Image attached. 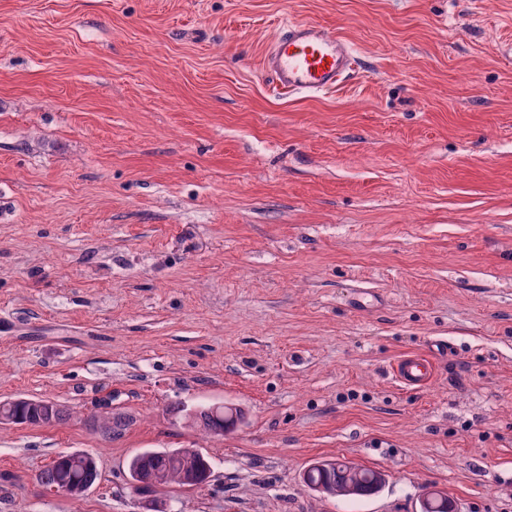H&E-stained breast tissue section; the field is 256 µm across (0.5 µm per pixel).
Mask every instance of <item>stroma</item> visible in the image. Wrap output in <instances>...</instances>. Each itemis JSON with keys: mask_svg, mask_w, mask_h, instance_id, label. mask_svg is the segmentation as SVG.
<instances>
[{"mask_svg": "<svg viewBox=\"0 0 512 512\" xmlns=\"http://www.w3.org/2000/svg\"><path fill=\"white\" fill-rule=\"evenodd\" d=\"M347 39L315 97L282 20ZM439 343L436 378L389 366ZM0 512H144L128 461L197 448L169 512H512V0H0ZM227 403L208 435L170 404ZM130 416L103 440L90 416ZM87 451L80 502L39 471ZM381 470L361 500L301 481ZM352 46L313 22L282 23L265 55L276 88L288 94L315 95L336 88L355 70ZM45 403V405H34L28 403ZM71 413L64 406L50 400L33 398H16L6 402H0V423L1 418L9 425H37V424H60L70 418ZM310 466H312V469L309 482L303 481L304 485L315 492H319L316 485L336 490V496L332 497L341 499L374 496L382 490L387 481V475L383 471L361 466V470L357 472L338 459L319 461ZM351 485L355 487L354 493L351 495L343 494L342 492ZM322 486L319 488L322 489Z\"/></svg>", "mask_w": 512, "mask_h": 512, "instance_id": "stroma-1", "label": "stroma"}]
</instances>
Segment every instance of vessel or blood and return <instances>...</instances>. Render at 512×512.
I'll return each instance as SVG.
<instances>
[{"mask_svg":"<svg viewBox=\"0 0 512 512\" xmlns=\"http://www.w3.org/2000/svg\"><path fill=\"white\" fill-rule=\"evenodd\" d=\"M352 46L336 33L313 22L282 23L265 55V68L277 89L290 94L315 95L336 88L353 73ZM436 372L434 361L409 354L395 361L392 373L401 387L429 385Z\"/></svg>","mask_w":512,"mask_h":512,"instance_id":"obj_1","label":"vessel or blood"}]
</instances>
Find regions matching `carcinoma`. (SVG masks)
Here are the masks:
<instances>
[{
	"instance_id": "carcinoma-1",
	"label": "carcinoma",
	"mask_w": 512,
	"mask_h": 512,
	"mask_svg": "<svg viewBox=\"0 0 512 512\" xmlns=\"http://www.w3.org/2000/svg\"><path fill=\"white\" fill-rule=\"evenodd\" d=\"M7 419L9 425L60 424L70 418V412L64 406L47 400L43 405H34L21 397L0 402V418ZM129 425V418L113 412L103 419L98 433L105 440L122 434ZM192 425L207 433L222 435L235 426V422L216 415L208 404L199 405V411ZM132 487L140 490V484L149 482L162 475L166 485H186V479L193 478L195 485L201 487L209 482L211 470L208 459L200 451L192 455L182 453L181 449H154L143 451L134 456L128 465ZM99 472L96 458L84 457L77 452H61L55 456L37 475V481L46 489L78 498L73 489L82 486L91 489L98 481ZM386 484V474L380 470L363 467L355 471L346 463L336 459L319 461L312 464L309 482L306 487L316 490V486L336 491V497L367 498L378 494Z\"/></svg>"
}]
</instances>
